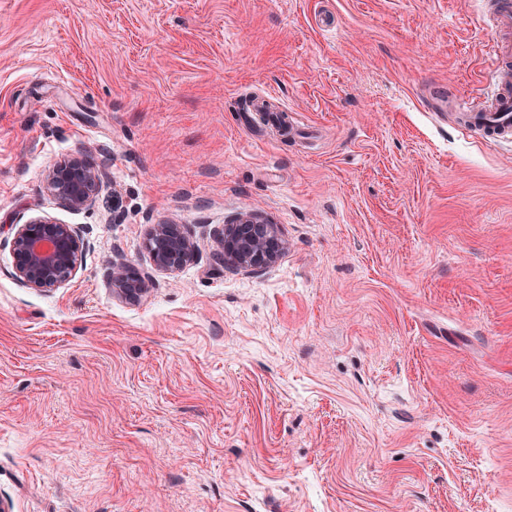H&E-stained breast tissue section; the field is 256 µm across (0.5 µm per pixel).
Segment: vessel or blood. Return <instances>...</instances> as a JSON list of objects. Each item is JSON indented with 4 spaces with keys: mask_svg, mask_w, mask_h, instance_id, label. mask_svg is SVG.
<instances>
[{
    "mask_svg": "<svg viewBox=\"0 0 512 512\" xmlns=\"http://www.w3.org/2000/svg\"><path fill=\"white\" fill-rule=\"evenodd\" d=\"M493 8V58L496 81L488 105L480 110L457 100L453 107L460 126L470 134L495 142L512 141V0H488Z\"/></svg>",
    "mask_w": 512,
    "mask_h": 512,
    "instance_id": "b4317fda",
    "label": "vessel or blood"
}]
</instances>
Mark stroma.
Returning <instances> with one entry per match:
<instances>
[{
  "label": "stroma",
  "mask_w": 512,
  "mask_h": 512,
  "mask_svg": "<svg viewBox=\"0 0 512 512\" xmlns=\"http://www.w3.org/2000/svg\"><path fill=\"white\" fill-rule=\"evenodd\" d=\"M492 45L481 0H0L10 512H512V144L434 109ZM74 156L109 164L79 211L43 189ZM246 212L286 243L256 274L212 261ZM36 216L85 239L48 292ZM152 224L198 256L123 301ZM84 244L79 230L70 224L44 217L15 224L10 241L14 275L28 288H59L76 272ZM112 293L118 298L138 302L154 285L153 276L126 261H112L107 273Z\"/></svg>",
  "instance_id": "stroma-1"
}]
</instances>
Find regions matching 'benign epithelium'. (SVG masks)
<instances>
[{"label":"benign epithelium","instance_id":"1","mask_svg":"<svg viewBox=\"0 0 512 512\" xmlns=\"http://www.w3.org/2000/svg\"><path fill=\"white\" fill-rule=\"evenodd\" d=\"M106 175V163L75 157L50 167L44 188L64 207L80 210L91 205ZM10 247L16 279L29 288L48 291L72 278L84 239L71 224L35 217L15 225ZM284 248L278 225L255 213H245L217 234L212 259L226 269L255 273L273 265ZM145 249L152 269L167 274L180 270L196 256V245L178 224L150 225ZM107 276L112 293L133 302L140 301L154 285L150 273L126 261L112 262Z\"/></svg>","mask_w":512,"mask_h":512}]
</instances>
